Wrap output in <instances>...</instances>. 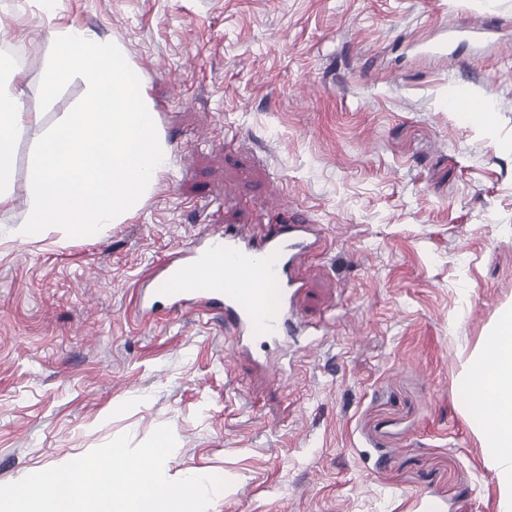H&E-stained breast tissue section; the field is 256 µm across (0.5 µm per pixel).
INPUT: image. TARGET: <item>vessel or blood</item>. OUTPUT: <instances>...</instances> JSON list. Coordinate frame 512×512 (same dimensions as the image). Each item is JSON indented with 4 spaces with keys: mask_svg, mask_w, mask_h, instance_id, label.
I'll list each match as a JSON object with an SVG mask.
<instances>
[{
    "mask_svg": "<svg viewBox=\"0 0 512 512\" xmlns=\"http://www.w3.org/2000/svg\"><path fill=\"white\" fill-rule=\"evenodd\" d=\"M199 249L182 251L159 267L150 279L149 293L139 294L136 310L146 319L156 313L153 297L169 299L171 311L206 313L223 311L234 331L231 345L238 350L251 349L253 340L282 342L288 337L318 335V327L304 320L295 302L304 282L298 273L300 260L314 245L310 225L292 223L260 240L240 229L225 227L223 233L203 238ZM209 262L222 268L230 287H220L214 279H205L197 288H173L169 280L177 266ZM253 278L262 288L265 300L255 305L236 282Z\"/></svg>",
    "mask_w": 512,
    "mask_h": 512,
    "instance_id": "obj_1",
    "label": "vessel or blood"
}]
</instances>
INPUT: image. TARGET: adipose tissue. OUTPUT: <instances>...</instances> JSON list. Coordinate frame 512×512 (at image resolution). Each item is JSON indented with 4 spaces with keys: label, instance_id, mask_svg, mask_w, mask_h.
Masks as SVG:
<instances>
[{
    "label": "adipose tissue",
    "instance_id": "obj_1",
    "mask_svg": "<svg viewBox=\"0 0 512 512\" xmlns=\"http://www.w3.org/2000/svg\"><path fill=\"white\" fill-rule=\"evenodd\" d=\"M22 71L0 59V209L14 198L11 157L17 140L29 128L16 87ZM470 403L482 415L481 433L490 450L501 489L500 512H512V306L499 310L496 322L481 349L466 364Z\"/></svg>",
    "mask_w": 512,
    "mask_h": 512
}]
</instances>
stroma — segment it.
<instances>
[{"label": "stroma", "instance_id": "35a3bbf8", "mask_svg": "<svg viewBox=\"0 0 512 512\" xmlns=\"http://www.w3.org/2000/svg\"><path fill=\"white\" fill-rule=\"evenodd\" d=\"M112 38L169 153L98 237L24 236L29 156L87 91L48 109L38 0H0V54L35 122L0 209V485L162 425L164 472L218 473L208 512H499L468 358L512 305V0H56ZM502 28L438 53L447 25ZM495 112L469 126L453 99ZM305 214L321 227L290 380L226 356L223 320L135 313L178 248Z\"/></svg>", "mask_w": 512, "mask_h": 512}]
</instances>
